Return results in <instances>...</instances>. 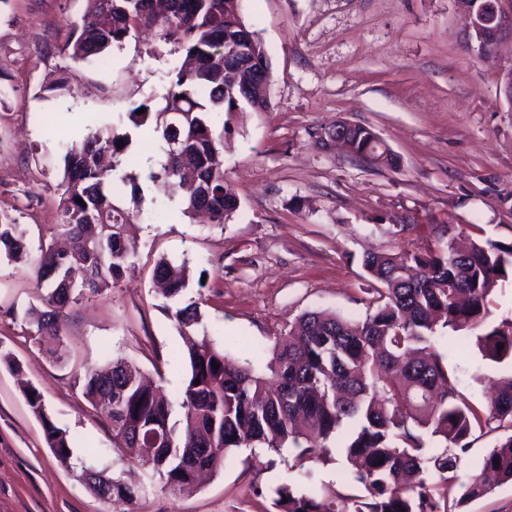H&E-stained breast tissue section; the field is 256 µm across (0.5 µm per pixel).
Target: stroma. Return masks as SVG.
<instances>
[{"label":"stroma","instance_id":"obj_1","mask_svg":"<svg viewBox=\"0 0 512 512\" xmlns=\"http://www.w3.org/2000/svg\"><path fill=\"white\" fill-rule=\"evenodd\" d=\"M86 0H0V211L37 243L56 222L54 186L68 134L110 126L129 145L118 155L114 203L133 214V267L109 290L74 307L63 335L70 362H53L22 312L39 290L31 262L0 265V512H257L254 486L301 484L266 451L241 449L192 494L152 485L136 501H105L81 464L116 471L111 428L90 413L73 367L110 352L135 361L169 395L187 375L183 339L152 286L158 258L186 263L184 300L199 303L207 333L232 355L252 356L307 311L365 317L371 299L364 252L512 241V106L496 61L464 40L455 0H239L270 59L271 106L229 119L224 179L240 208L224 228L184 216L152 173L163 158L129 111L158 104L170 88L176 46L131 33L108 64L73 59L65 47ZM66 76L71 94L46 86ZM371 127L397 156L374 166L328 145L337 120ZM438 329V350L457 392L482 403L501 369ZM74 439V465L48 447L24 386Z\"/></svg>","mask_w":512,"mask_h":512}]
</instances>
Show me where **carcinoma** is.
<instances>
[{
  "label": "carcinoma",
  "mask_w": 512,
  "mask_h": 512,
  "mask_svg": "<svg viewBox=\"0 0 512 512\" xmlns=\"http://www.w3.org/2000/svg\"><path fill=\"white\" fill-rule=\"evenodd\" d=\"M86 2L83 24L66 40L72 58L104 62L131 32L153 28L184 52L165 104H145L141 114L134 108L128 119L160 142L163 161L151 178L162 181L168 198L180 200L185 215L208 204L213 225L223 226L239 209L224 181L226 117L270 106L269 89L244 97L237 71L224 67V53L233 49L226 35L245 25L235 0H167L161 12L154 0ZM118 143L108 126L70 140L55 185L59 221L53 227L70 247L57 248L52 236L37 248L33 271L43 293L24 319L29 332L58 340V364L68 361L62 338L68 311L112 287L131 257L126 231L132 214L113 203L114 167L102 163L121 152ZM349 149L358 159L397 164L368 126L355 127ZM24 234L0 213V255L10 262L28 257ZM362 267L377 284L365 318L305 313L255 359L230 356L204 333L187 345V378L174 401L146 384L138 365L122 356L75 371L74 384L92 407L112 396L106 414L112 451L127 463L116 476L84 468L89 489L103 497L108 479L109 498L131 501L144 490L140 469L148 468L161 489L190 493L199 470L216 471L231 453L256 447L276 454L293 449L294 466L307 483L304 490L277 487L276 512H451L455 490L462 505L488 494L489 476L512 482V372L499 379L486 404L459 400L455 374L434 344L439 326L477 330L482 358L512 365V317L492 323L489 307L498 283L512 277V243L488 240L460 249L450 238L434 250L368 253ZM153 278L170 301L188 286L186 267L164 259ZM164 310L181 331L202 321L196 302ZM24 393L48 447L69 460L67 431L54 424L36 388ZM476 428L502 437L479 472L462 481L459 464ZM433 439L444 449L428 456ZM334 447L354 467L350 480L364 494H325L318 486L314 464L328 461Z\"/></svg>",
  "instance_id": "carcinoma-1"
}]
</instances>
